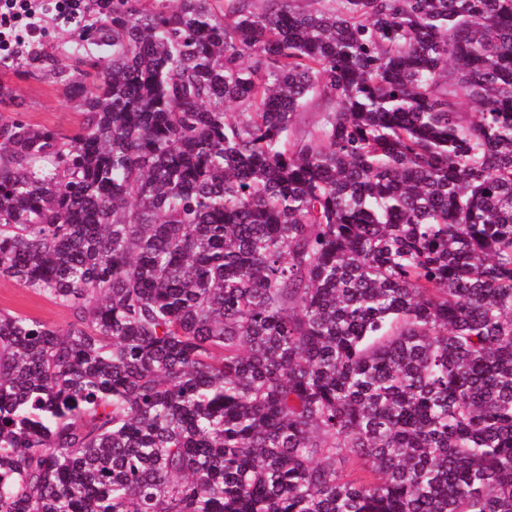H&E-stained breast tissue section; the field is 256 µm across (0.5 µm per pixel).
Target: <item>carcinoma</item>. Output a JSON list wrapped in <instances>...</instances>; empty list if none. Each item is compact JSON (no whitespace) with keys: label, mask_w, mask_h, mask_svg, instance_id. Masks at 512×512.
Listing matches in <instances>:
<instances>
[{"label":"carcinoma","mask_w":512,"mask_h":512,"mask_svg":"<svg viewBox=\"0 0 512 512\" xmlns=\"http://www.w3.org/2000/svg\"><path fill=\"white\" fill-rule=\"evenodd\" d=\"M264 2L31 57L82 121L0 118V279L72 322L0 309V512H512V0Z\"/></svg>","instance_id":"1"}]
</instances>
